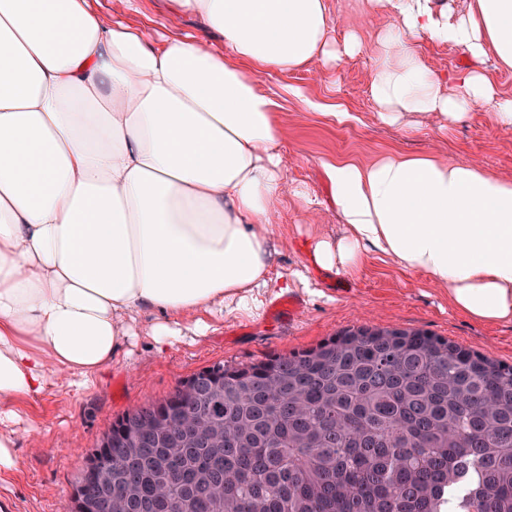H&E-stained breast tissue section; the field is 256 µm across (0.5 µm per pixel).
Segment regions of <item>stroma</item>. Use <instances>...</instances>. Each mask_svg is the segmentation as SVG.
Returning a JSON list of instances; mask_svg holds the SVG:
<instances>
[{
  "label": "stroma",
  "instance_id": "obj_1",
  "mask_svg": "<svg viewBox=\"0 0 512 512\" xmlns=\"http://www.w3.org/2000/svg\"><path fill=\"white\" fill-rule=\"evenodd\" d=\"M89 11L106 27L121 25L147 32L154 42L189 39L201 50L223 53L224 38L196 13L174 10L171 0H86ZM332 44L357 34L358 51L339 64L315 58L295 72H257L260 92L276 99V146L289 188L270 216L269 259L272 280L259 305L235 311L225 302L209 316L203 334L182 331L165 350L149 336L154 314L136 315L134 336L90 384L53 375L43 394L24 402L17 417L4 425L16 441L17 469L0 475V512H65L72 481L85 455L110 426L113 417L163 398L178 381L216 362L248 363L271 354L315 346L338 331L360 325L424 329L491 358L512 364V323L488 325L456 311L447 289L420 273L398 267L373 253L361 274L304 268L299 245L313 237L342 232L323 168L326 161L351 157L373 162L389 152L431 154L474 165L512 181V131L500 129L491 112H472L452 128L434 113L408 114L399 123L380 117L370 92L372 59L379 32L392 20L390 0H326ZM297 87L301 97L289 95ZM317 103L314 111L306 102ZM342 103L348 122L338 123L321 108ZM305 185L317 198L308 207L290 187ZM304 270L306 283L292 280ZM300 308L292 317L272 311L283 298Z\"/></svg>",
  "mask_w": 512,
  "mask_h": 512
}]
</instances>
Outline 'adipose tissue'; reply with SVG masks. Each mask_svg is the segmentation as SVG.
Returning <instances> with one entry per match:
<instances>
[{
	"label": "adipose tissue",
	"instance_id": "obj_1",
	"mask_svg": "<svg viewBox=\"0 0 512 512\" xmlns=\"http://www.w3.org/2000/svg\"><path fill=\"white\" fill-rule=\"evenodd\" d=\"M371 91L381 117L455 123L492 110L512 131V97L486 71L441 80L422 38L512 67V0H392ZM224 35V55L106 28L85 0H0V421L52 374L87 383L155 314L158 348L183 319L230 300L247 312L270 277L268 217L285 169L277 103L254 69L337 63L326 0H176ZM450 92H443L442 83ZM344 232L313 238L311 262L358 276L367 252L428 276L473 320L512 323V182L428 154L325 162Z\"/></svg>",
	"mask_w": 512,
	"mask_h": 512
}]
</instances>
